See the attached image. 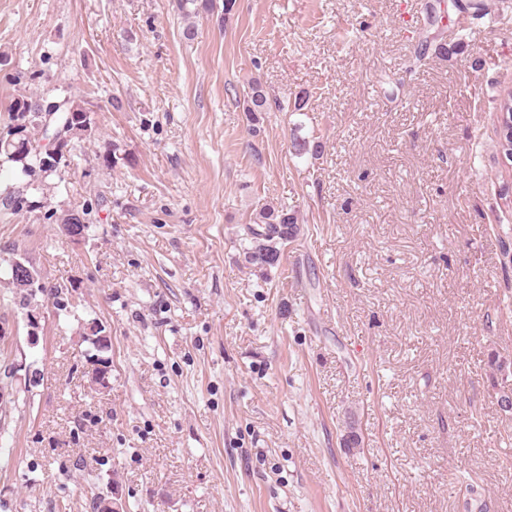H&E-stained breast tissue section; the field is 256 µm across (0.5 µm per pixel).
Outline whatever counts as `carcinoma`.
Instances as JSON below:
<instances>
[{
  "label": "carcinoma",
  "mask_w": 512,
  "mask_h": 512,
  "mask_svg": "<svg viewBox=\"0 0 512 512\" xmlns=\"http://www.w3.org/2000/svg\"><path fill=\"white\" fill-rule=\"evenodd\" d=\"M454 7L460 14L468 18L448 31L449 41L439 47V51H454L461 46L466 37L472 33V21L487 14L486 0H455ZM179 9L186 15H198L201 12L214 13L217 0H179ZM272 104L263 87L254 83L245 97V108L251 120L255 121L266 112L271 111ZM10 112L13 121L22 126L25 135L20 138L0 137V156L21 164V172L28 178L61 176L63 167L56 166L46 160V154L35 153L32 145L46 138L41 118L43 113H54V121L58 128L64 130L67 137H89L94 131V122L90 111L81 104L65 99L58 104H52L42 97L22 96L15 99ZM63 224L93 223L92 209L86 207L81 211L72 210L61 217ZM300 231L295 213L286 207L264 205L256 212L253 223L246 225L245 261L261 270L274 267L279 263L281 249L292 242Z\"/></svg>",
  "instance_id": "cac0c4a2"
}]
</instances>
